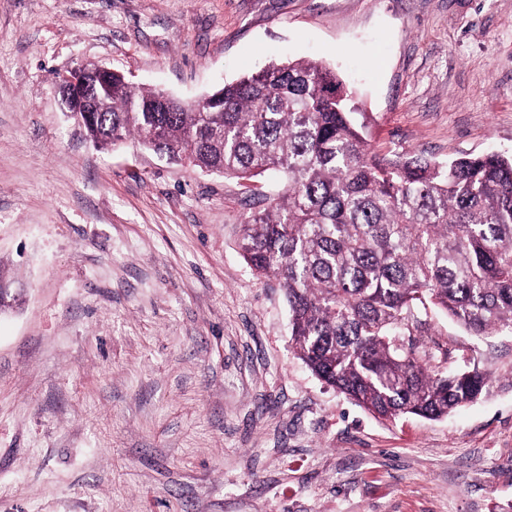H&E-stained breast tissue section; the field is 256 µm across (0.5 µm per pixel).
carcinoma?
<instances>
[{
  "label": "carcinoma",
  "instance_id": "cac0c4a2",
  "mask_svg": "<svg viewBox=\"0 0 512 512\" xmlns=\"http://www.w3.org/2000/svg\"><path fill=\"white\" fill-rule=\"evenodd\" d=\"M100 147L131 135L176 162L249 181L285 176L240 243L279 279L292 349L320 381L389 420H438L475 402L492 373L448 370L423 339L434 309L477 339L512 334V155L388 159L372 117L332 68L275 63L192 104L125 74L87 76Z\"/></svg>",
  "mask_w": 512,
  "mask_h": 512
}]
</instances>
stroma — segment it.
I'll return each mask as SVG.
<instances>
[{
  "label": "stroma",
  "mask_w": 512,
  "mask_h": 512,
  "mask_svg": "<svg viewBox=\"0 0 512 512\" xmlns=\"http://www.w3.org/2000/svg\"><path fill=\"white\" fill-rule=\"evenodd\" d=\"M299 58L389 157L512 154V0H0V512H512V335L429 311L499 381L375 417L294 356L239 181L97 148L56 90L98 62L193 101Z\"/></svg>",
  "instance_id": "1"
}]
</instances>
